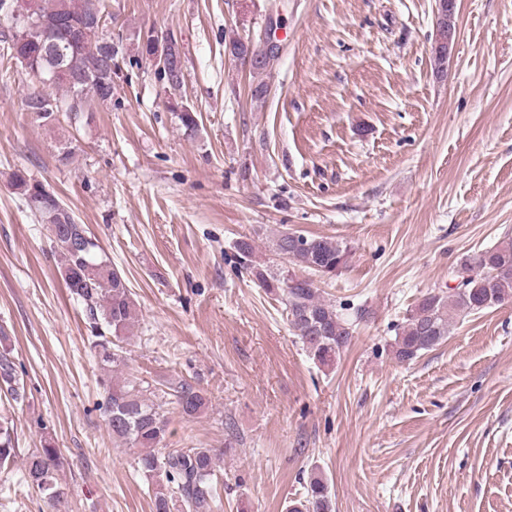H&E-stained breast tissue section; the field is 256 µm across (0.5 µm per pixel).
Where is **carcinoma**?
Masks as SVG:
<instances>
[{
    "label": "carcinoma",
    "mask_w": 512,
    "mask_h": 512,
    "mask_svg": "<svg viewBox=\"0 0 512 512\" xmlns=\"http://www.w3.org/2000/svg\"><path fill=\"white\" fill-rule=\"evenodd\" d=\"M8 4L9 0H0V42L6 48V56L47 78L50 86L61 92L59 96L49 92L29 94L25 99L26 111L45 125L54 124L63 111L70 123L76 125L94 103L112 99V69L104 60L101 40L72 44L62 36L54 49L30 40L15 48L9 41L15 19L7 9ZM110 17L108 0H38L33 13L36 21L55 24L65 31L87 18ZM278 52L276 45L260 50L250 72L260 78L278 59ZM159 75L171 96L182 94L185 75L181 63H172ZM12 186L28 208L48 225L50 233L62 231L69 239L68 244L55 249L60 260L59 272L71 295L82 301L87 317L98 329L94 349L107 374V396L102 406L106 425L112 436L137 449L139 471L152 489V512H215L219 502L215 479L217 450L164 448L169 419L161 406L144 398L137 379L118 377L124 357L117 340L137 318L127 280L112 267L86 225L77 223L43 183L18 170L13 173ZM234 248L242 267L267 293L281 299L288 322L308 356L322 367L332 366L350 341L354 321L366 318L368 310L356 309L353 320L346 317L321 295L312 280L299 279L297 271L336 274L348 262L347 244L331 237L308 236L296 243L281 232L272 240L271 255L284 266L275 272L255 264L253 240H239ZM459 271L470 275L466 287H456L446 296L428 293L406 312L391 343L395 359L409 362L442 344L460 313H478L512 301V238L465 255ZM108 331L112 336H106ZM8 340L7 333L0 329V383L16 400L21 396V387L10 359L11 350L5 346ZM174 397L184 418L197 415L206 406V398L189 383L181 384ZM16 456L14 424L1 419L0 469L10 468ZM58 466V448L46 435L41 437L39 448L25 459L27 484L52 510L69 494L58 477ZM288 512H333L328 485L320 474L310 473L305 496L290 501Z\"/></svg>",
    "instance_id": "cac0c4a2"
}]
</instances>
